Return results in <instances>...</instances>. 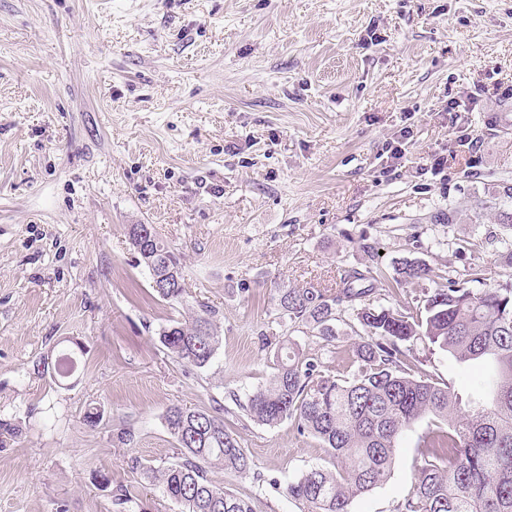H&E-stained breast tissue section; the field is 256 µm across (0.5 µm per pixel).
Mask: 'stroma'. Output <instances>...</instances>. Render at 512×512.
I'll use <instances>...</instances> for the list:
<instances>
[{
	"label": "stroma",
	"mask_w": 512,
	"mask_h": 512,
	"mask_svg": "<svg viewBox=\"0 0 512 512\" xmlns=\"http://www.w3.org/2000/svg\"><path fill=\"white\" fill-rule=\"evenodd\" d=\"M501 112L512 0H0V420L20 429L0 445V512H185L140 467L171 460L168 407L217 403L251 469L210 478L254 512H303L287 483L333 460L293 422L247 415L277 367L262 337L346 376L362 327L346 310L330 345L281 329L277 291L369 271L367 304L412 310L451 279L512 282V230L479 212L512 185ZM133 224L179 256L185 304L154 296ZM410 260L426 278L402 281ZM202 304L220 343L189 370L158 333ZM77 344L71 376L38 373ZM414 352L433 381L481 391L480 365ZM427 429L351 512H395Z\"/></svg>",
	"instance_id": "stroma-1"
}]
</instances>
